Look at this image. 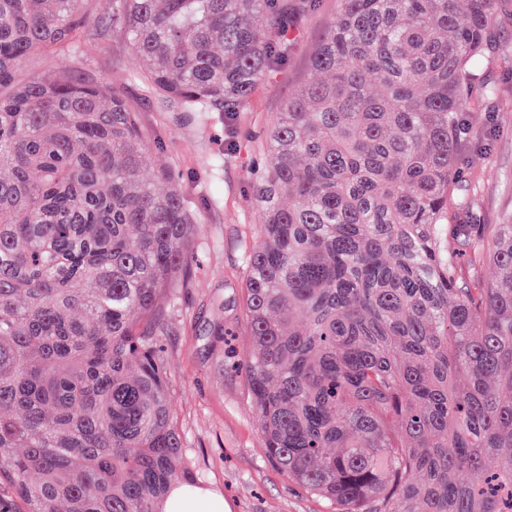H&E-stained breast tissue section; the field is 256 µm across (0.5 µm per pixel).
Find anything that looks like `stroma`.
<instances>
[{
	"label": "stroma",
	"instance_id": "stroma-1",
	"mask_svg": "<svg viewBox=\"0 0 512 512\" xmlns=\"http://www.w3.org/2000/svg\"><path fill=\"white\" fill-rule=\"evenodd\" d=\"M288 3L297 14L288 25L285 61L231 115L186 120L147 83L146 61L124 38L103 28L85 37L88 64L139 115L138 147L149 158L143 178L169 170L193 217L188 279L159 301L164 355L194 483L222 494L230 512H330L269 461L242 367L250 338L241 288L248 256L264 244L251 185L267 155L269 130L289 97L314 80L310 59L340 10V0H315L303 11L299 0ZM489 37V53L473 62L478 84L455 189L457 219L471 224H501L512 216V0H496ZM219 323L233 328L231 343L215 336Z\"/></svg>",
	"mask_w": 512,
	"mask_h": 512
}]
</instances>
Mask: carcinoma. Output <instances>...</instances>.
I'll return each mask as SVG.
<instances>
[{"label": "carcinoma", "instance_id": "cac0c4a2", "mask_svg": "<svg viewBox=\"0 0 512 512\" xmlns=\"http://www.w3.org/2000/svg\"><path fill=\"white\" fill-rule=\"evenodd\" d=\"M84 2L0 0V475L24 512H163L192 479L158 308L191 217L170 172L141 179ZM341 3L310 60L327 78L288 99L251 187L245 368L268 458L331 512H512V220L448 223L494 0L464 21L460 0ZM287 19L288 0L100 17L181 111L229 114L284 60ZM58 53L74 64L51 81L18 79Z\"/></svg>", "mask_w": 512, "mask_h": 512}]
</instances>
